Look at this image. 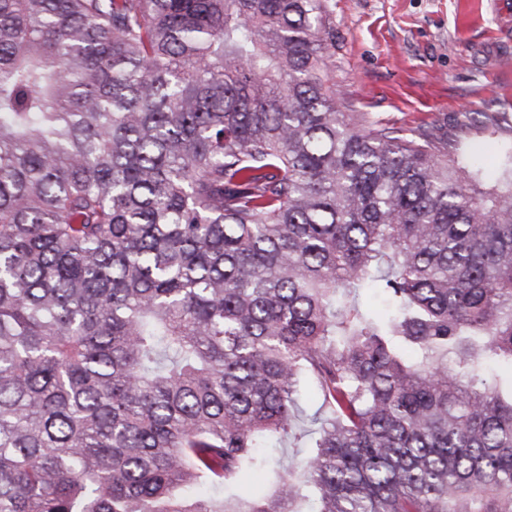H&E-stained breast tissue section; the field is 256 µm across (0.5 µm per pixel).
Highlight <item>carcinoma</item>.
<instances>
[{
  "mask_svg": "<svg viewBox=\"0 0 512 512\" xmlns=\"http://www.w3.org/2000/svg\"><path fill=\"white\" fill-rule=\"evenodd\" d=\"M335 42L326 0H0V512H512V155L349 111ZM268 487V477L263 480L260 476L249 474L237 481L229 494L237 498L258 497L265 494Z\"/></svg>",
  "mask_w": 512,
  "mask_h": 512,
  "instance_id": "obj_1",
  "label": "carcinoma"
}]
</instances>
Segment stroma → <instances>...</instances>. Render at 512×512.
<instances>
[{
	"mask_svg": "<svg viewBox=\"0 0 512 512\" xmlns=\"http://www.w3.org/2000/svg\"><path fill=\"white\" fill-rule=\"evenodd\" d=\"M336 26L329 75L352 111L401 134L443 128L456 133L463 112L499 119L496 134L475 138L487 183L512 152V0H327Z\"/></svg>",
	"mask_w": 512,
	"mask_h": 512,
	"instance_id": "35a3bbf8",
	"label": "stroma"
}]
</instances>
